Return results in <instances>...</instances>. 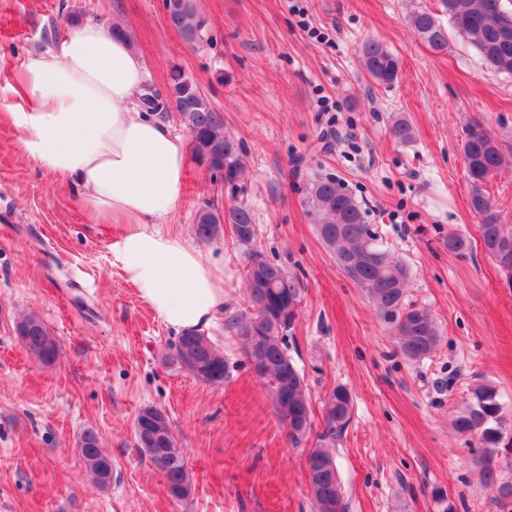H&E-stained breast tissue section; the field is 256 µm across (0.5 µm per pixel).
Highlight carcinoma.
Returning <instances> with one entry per match:
<instances>
[{"mask_svg": "<svg viewBox=\"0 0 512 512\" xmlns=\"http://www.w3.org/2000/svg\"><path fill=\"white\" fill-rule=\"evenodd\" d=\"M439 6L438 11L420 8L410 18L413 29L431 50H448L451 26L469 38L492 70L512 74V11L503 8L502 0H439ZM164 7L167 19L186 43L198 47L208 43L206 21L198 12L197 0H165ZM444 16L448 17L446 24L442 21ZM360 59L365 72L377 83L391 85L398 79L399 59L380 42L366 40ZM166 103L188 129L198 162L220 176L224 187L236 189L246 169L243 142L226 130L224 113L215 109L176 65L170 69ZM391 133L402 144L415 138L413 126L401 116L392 119ZM462 151L471 186L470 209L478 219L485 253L493 260L500 252L512 254V227L500 223L497 204L487 188L503 162L498 139L482 124L472 122L466 129ZM308 195L319 238L341 262L342 269L364 288L382 320L396 330L402 355L412 361L431 355L441 342V330L427 309L406 303L409 268L381 248L361 205L334 177L313 181ZM223 224L230 225L235 242L247 258L244 281L248 314L232 320L230 325L242 340L254 372L264 381L278 419L285 425L305 421L310 431L312 412L307 386L288 353L287 341L304 299V285L284 266L262 258L256 218L249 206L237 204L223 213L218 205L210 203L198 215L196 235L209 242L219 235ZM354 254L359 255L358 263H342L344 257ZM17 334L27 352L39 361L55 360L57 343L37 315L24 316L17 324ZM252 336L260 337L258 357L250 354ZM169 361L204 382H222L229 377L224 354L199 333H183ZM352 410L349 390L336 386L325 403L318 444L306 450L316 512H324L326 499L335 500L343 510L347 508L333 447L347 431ZM155 411L157 408L146 406L139 412L135 422L137 447L161 471L170 497L186 500L193 487L182 455H177L178 465L165 468L163 457L171 456L169 447L156 440L145 422L146 416ZM454 429L469 437L470 447L476 449L482 483L493 505L498 512H512V474L503 471L500 457L512 448V429L507 426L495 385L486 382L469 388V398L454 419ZM79 447L91 478L100 486L107 485L102 466L108 456L93 428L82 431Z\"/></svg>", "mask_w": 512, "mask_h": 512, "instance_id": "carcinoma-1", "label": "carcinoma"}]
</instances>
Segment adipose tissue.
Here are the masks:
<instances>
[{
  "mask_svg": "<svg viewBox=\"0 0 512 512\" xmlns=\"http://www.w3.org/2000/svg\"><path fill=\"white\" fill-rule=\"evenodd\" d=\"M141 59L111 25L83 21L29 55L21 113L26 153L74 185L98 216L126 224L111 249L139 297L177 332L211 333L224 312V259L171 231L186 176L182 137L139 104Z\"/></svg>",
  "mask_w": 512,
  "mask_h": 512,
  "instance_id": "obj_1",
  "label": "adipose tissue"
}]
</instances>
